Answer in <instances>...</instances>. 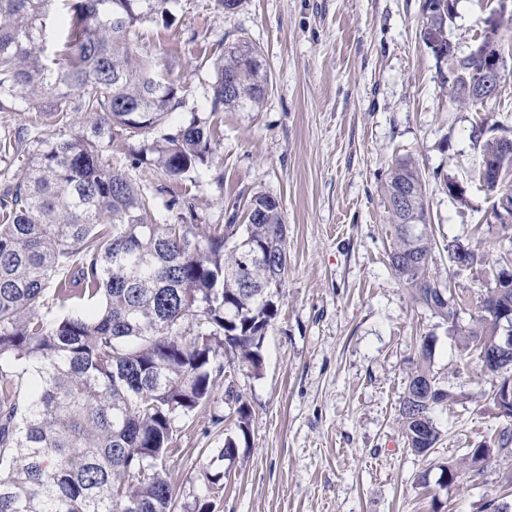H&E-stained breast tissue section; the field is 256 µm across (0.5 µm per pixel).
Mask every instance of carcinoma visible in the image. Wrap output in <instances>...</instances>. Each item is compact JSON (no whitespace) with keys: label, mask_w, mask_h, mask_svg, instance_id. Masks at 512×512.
I'll return each instance as SVG.
<instances>
[{"label":"carcinoma","mask_w":512,"mask_h":512,"mask_svg":"<svg viewBox=\"0 0 512 512\" xmlns=\"http://www.w3.org/2000/svg\"><path fill=\"white\" fill-rule=\"evenodd\" d=\"M174 0H0V112H26L28 123L0 136V158L24 153V173L0 194V512H173L176 487L164 461L174 451L175 419L201 408L224 377L225 353L260 372L263 342L285 287L287 235L278 201L258 195L247 206L240 239L224 227L159 224L155 203L112 168L120 133L142 139L138 162L181 180L209 164L211 117L258 107L270 87L260 47L238 40L215 55L209 116L190 119L152 140L148 134L181 107L185 87L157 70L141 47L140 25L171 14ZM68 8L67 33L47 49V19ZM422 30L447 67L443 82L462 93L481 56L448 44L454 5L425 0ZM500 21L489 19L479 44L498 50ZM232 80V89L224 87ZM50 113L60 134L36 136ZM487 120L472 127L482 162L498 164L489 191L512 204V138L483 141ZM416 190L415 236L397 232L390 255L423 261L395 276L413 301L442 318L458 317L429 275L437 243L429 230L425 181L411 160L393 166ZM253 256L244 288L234 272ZM493 286L460 330L467 363L503 326L493 307H512V240L489 266ZM424 337L408 376L399 420L410 451L428 454L440 440L434 410L452 393L436 383ZM434 384L424 395L416 377ZM236 431L216 460L234 463L250 434L251 411L236 409ZM512 448L503 429L441 469L458 481L494 452Z\"/></svg>","instance_id":"carcinoma-1"}]
</instances>
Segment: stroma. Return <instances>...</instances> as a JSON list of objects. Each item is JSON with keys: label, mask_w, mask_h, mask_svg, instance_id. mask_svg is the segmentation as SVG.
<instances>
[{"label": "stroma", "mask_w": 512, "mask_h": 512, "mask_svg": "<svg viewBox=\"0 0 512 512\" xmlns=\"http://www.w3.org/2000/svg\"><path fill=\"white\" fill-rule=\"evenodd\" d=\"M423 0H177L172 24L145 23L142 43L161 72L186 88L169 126L208 109L211 53L247 39L261 47L272 87L255 109L227 111L208 167L169 182L135 164L138 140L116 136L112 166L149 194L167 224H242L257 195L278 200L287 226L288 279L266 332L261 372L224 356L210 405L176 422L178 451L166 460L180 503L205 492L210 460L234 432L235 409L251 411L247 446L212 512H489L512 503L497 453L470 478L443 486L441 468L505 428L491 400L496 376L466 364L450 323L418 307L393 274L395 242L383 185L409 159L426 181L437 241L499 257L512 223L493 214L471 138L478 116L512 137V20L503 28L500 97L460 106L422 43ZM498 0H455L448 37L475 47ZM464 190L452 199L445 180ZM434 279L450 283L469 310L486 274L454 272L434 254ZM433 339L431 370L454 398L437 408L442 437L425 457L406 447L398 409L421 337Z\"/></svg>", "instance_id": "1"}]
</instances>
